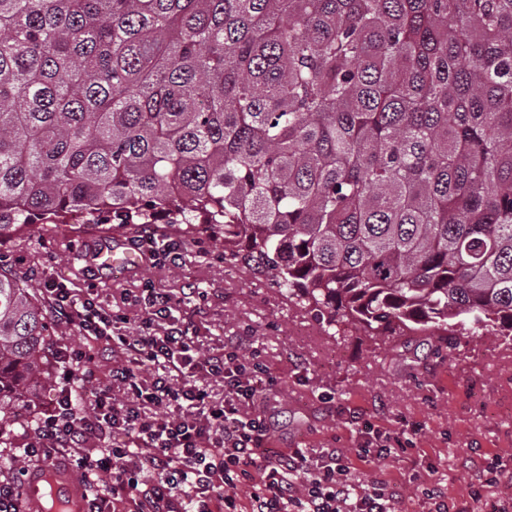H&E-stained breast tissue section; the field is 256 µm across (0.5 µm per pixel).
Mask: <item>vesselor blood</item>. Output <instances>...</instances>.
I'll return each instance as SVG.
<instances>
[{
	"label": "vessel or blood",
	"mask_w": 512,
	"mask_h": 512,
	"mask_svg": "<svg viewBox=\"0 0 512 512\" xmlns=\"http://www.w3.org/2000/svg\"><path fill=\"white\" fill-rule=\"evenodd\" d=\"M98 260L101 266L128 270L138 264L140 257L132 251L113 246L101 250ZM24 495L32 512H48L46 498L50 495L57 499L63 512H86L87 509L77 484L53 460L32 471L24 487Z\"/></svg>",
	"instance_id": "1"
}]
</instances>
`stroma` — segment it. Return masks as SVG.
Returning a JSON list of instances; mask_svg holds the SVG:
<instances>
[{
    "mask_svg": "<svg viewBox=\"0 0 512 512\" xmlns=\"http://www.w3.org/2000/svg\"><path fill=\"white\" fill-rule=\"evenodd\" d=\"M139 225H62L56 239L26 232L0 241V264L35 288L53 281L107 301L136 329L135 305L145 285L181 298L180 315L203 349L220 351L238 337L277 379L258 410L271 423L276 448H341L354 456L364 422L397 438L403 451L358 466L357 480L381 477L402 486L399 512H427L424 487L440 484L448 512H492L512 498V344L468 337L437 345L424 335L371 339L355 326H330L290 303L283 289L251 261L224 257V243L202 227L158 220L159 240L184 247L181 267L141 259L113 272L97 255L132 246ZM492 464V481L464 460Z\"/></svg>",
    "mask_w": 512,
    "mask_h": 512,
    "instance_id": "obj_1",
    "label": "stroma"
}]
</instances>
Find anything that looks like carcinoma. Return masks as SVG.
I'll list each match as a JSON object with an SVG mask.
<instances>
[{
	"label": "carcinoma",
	"mask_w": 512,
	"mask_h": 512,
	"mask_svg": "<svg viewBox=\"0 0 512 512\" xmlns=\"http://www.w3.org/2000/svg\"><path fill=\"white\" fill-rule=\"evenodd\" d=\"M160 209L329 326L512 341V0H0V240ZM55 333L0 269V402Z\"/></svg>",
	"instance_id": "1"
}]
</instances>
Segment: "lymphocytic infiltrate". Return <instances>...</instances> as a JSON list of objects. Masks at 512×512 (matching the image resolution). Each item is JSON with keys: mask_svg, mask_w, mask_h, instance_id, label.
Here are the masks:
<instances>
[{"mask_svg": "<svg viewBox=\"0 0 512 512\" xmlns=\"http://www.w3.org/2000/svg\"><path fill=\"white\" fill-rule=\"evenodd\" d=\"M45 293L56 317L94 344L72 351L75 367L61 396L42 405L23 453L48 458L79 438L100 441L97 454L76 459L98 487L90 512H395L397 485L356 482L341 449L272 448L271 425L255 410L275 384L269 370L235 349L203 352L169 294L148 289L145 323L158 330L132 334L91 294L55 283ZM104 352L112 367L99 382L88 364ZM215 378L219 401L205 387ZM81 382L93 385L84 415L71 401Z\"/></svg>", "mask_w": 512, "mask_h": 512, "instance_id": "lymphocytic-infiltrate-1", "label": "lymphocytic infiltrate"}]
</instances>
